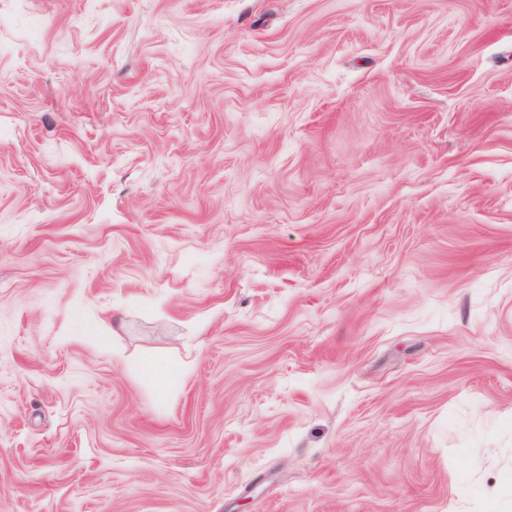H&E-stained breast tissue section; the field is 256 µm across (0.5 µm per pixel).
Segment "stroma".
Listing matches in <instances>:
<instances>
[{
    "label": "stroma",
    "mask_w": 512,
    "mask_h": 512,
    "mask_svg": "<svg viewBox=\"0 0 512 512\" xmlns=\"http://www.w3.org/2000/svg\"><path fill=\"white\" fill-rule=\"evenodd\" d=\"M0 512H512V0H0Z\"/></svg>",
    "instance_id": "stroma-1"
}]
</instances>
